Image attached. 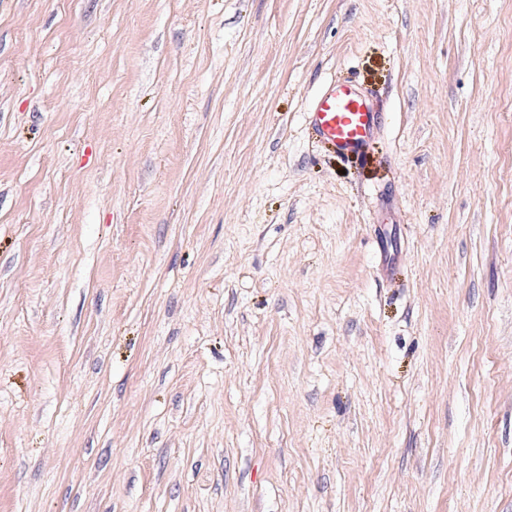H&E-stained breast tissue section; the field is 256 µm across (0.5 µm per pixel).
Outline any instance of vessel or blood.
Returning a JSON list of instances; mask_svg holds the SVG:
<instances>
[{
    "label": "vessel or blood",
    "mask_w": 512,
    "mask_h": 512,
    "mask_svg": "<svg viewBox=\"0 0 512 512\" xmlns=\"http://www.w3.org/2000/svg\"><path fill=\"white\" fill-rule=\"evenodd\" d=\"M309 124L339 155L365 156L381 115L353 82L329 87L313 103Z\"/></svg>",
    "instance_id": "1"
}]
</instances>
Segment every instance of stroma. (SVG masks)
Wrapping results in <instances>:
<instances>
[{
    "label": "stroma",
    "mask_w": 512,
    "mask_h": 512,
    "mask_svg": "<svg viewBox=\"0 0 512 512\" xmlns=\"http://www.w3.org/2000/svg\"><path fill=\"white\" fill-rule=\"evenodd\" d=\"M0 512H512V0H0ZM308 114L316 136L346 157H364L381 125L380 112L352 81L329 87Z\"/></svg>",
    "instance_id": "obj_1"
}]
</instances>
